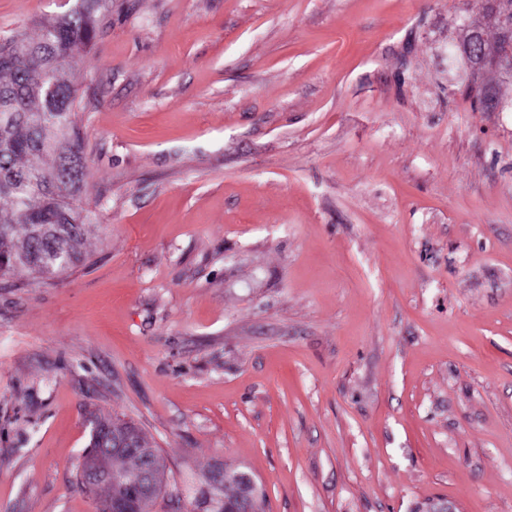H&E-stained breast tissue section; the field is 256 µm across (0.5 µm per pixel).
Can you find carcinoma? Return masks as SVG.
I'll use <instances>...</instances> for the list:
<instances>
[{
  "label": "carcinoma",
  "instance_id": "obj_1",
  "mask_svg": "<svg viewBox=\"0 0 512 512\" xmlns=\"http://www.w3.org/2000/svg\"><path fill=\"white\" fill-rule=\"evenodd\" d=\"M102 0H79L40 29L33 39L18 33L0 45V201L12 206L15 223L0 222V276L24 269L53 278L83 260L84 227L90 218L70 203L83 183L85 158L73 119L76 89L67 77L70 59L91 48L101 22ZM151 463L164 479L156 450L149 461L132 452L112 467L135 471ZM243 491L233 470L218 488L199 489L197 507L209 496L234 502Z\"/></svg>",
  "mask_w": 512,
  "mask_h": 512
}]
</instances>
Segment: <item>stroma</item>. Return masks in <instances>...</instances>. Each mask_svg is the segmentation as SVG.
Here are the masks:
<instances>
[{
    "label": "stroma",
    "instance_id": "stroma-1",
    "mask_svg": "<svg viewBox=\"0 0 512 512\" xmlns=\"http://www.w3.org/2000/svg\"><path fill=\"white\" fill-rule=\"evenodd\" d=\"M62 0H0V40ZM485 0H112L74 55L85 259L0 276V512H94V418L154 512H512V112L448 60ZM112 429L109 421L97 419L93 429L90 445H97L96 439L99 438L106 444L110 441ZM112 434V445L115 448H89L83 457L81 471L86 486L96 487L101 484H116L127 490L128 496L138 505V512H149L153 504L162 495V488L147 477L145 474H119L112 473V468L97 467L94 461L99 455L112 456L113 450L127 447L131 440L126 438L127 433ZM238 472H243L241 470H232L229 474H227L224 477V463H218L216 465V472L214 474V478L211 480L216 485L220 486V482L224 480V484L221 487L215 488L212 486V483L210 481V475L207 477V483L205 487H201L199 489L200 493V499L197 501V507L201 508L208 504L209 496L212 494L214 495H220L223 497V510H216V511H210L208 507H205V512H243L242 510L237 509H228L224 507L225 501L227 502H236V499L239 497L241 492L244 490L242 488V482L240 479L236 476ZM228 486L235 487V492L231 495L226 493V489ZM226 510V511H224Z\"/></svg>",
    "mask_w": 512,
    "mask_h": 512
}]
</instances>
